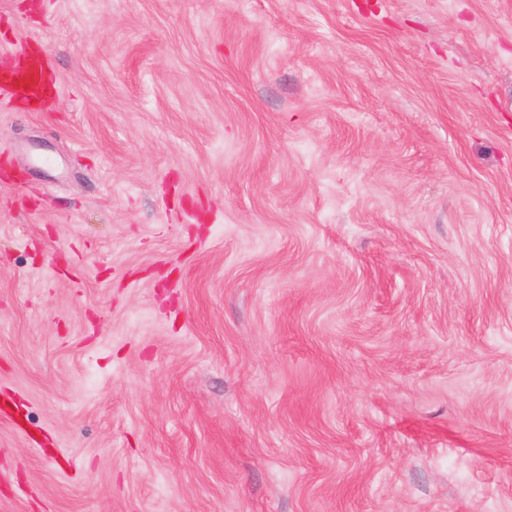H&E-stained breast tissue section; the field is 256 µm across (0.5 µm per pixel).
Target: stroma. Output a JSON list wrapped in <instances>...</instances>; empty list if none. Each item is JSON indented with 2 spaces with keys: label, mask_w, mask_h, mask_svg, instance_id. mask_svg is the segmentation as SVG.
Segmentation results:
<instances>
[{
  "label": "stroma",
  "mask_w": 512,
  "mask_h": 512,
  "mask_svg": "<svg viewBox=\"0 0 512 512\" xmlns=\"http://www.w3.org/2000/svg\"><path fill=\"white\" fill-rule=\"evenodd\" d=\"M0 512H512V0H0ZM48 83L44 70H32L17 77L0 81V92L11 100L28 104L30 101H37V105L43 109H50L54 103V96L46 93Z\"/></svg>",
  "instance_id": "stroma-1"
}]
</instances>
